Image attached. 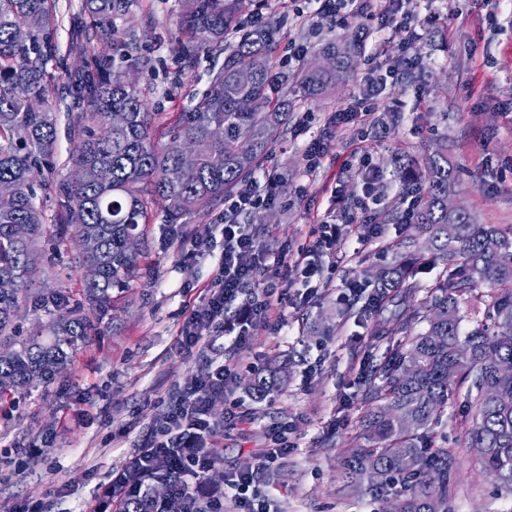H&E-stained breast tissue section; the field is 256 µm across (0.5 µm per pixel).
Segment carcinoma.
Here are the masks:
<instances>
[{
	"mask_svg": "<svg viewBox=\"0 0 512 512\" xmlns=\"http://www.w3.org/2000/svg\"><path fill=\"white\" fill-rule=\"evenodd\" d=\"M246 0H183L177 44L180 59L192 66L198 54L224 55L212 71L207 89L182 113L162 144L152 133V113L133 85L113 68L109 55L91 58L71 91L93 104L89 125L79 129L80 145L74 162L95 176L83 183H61L64 214L57 236L65 227L77 229L79 263L95 265L99 275L86 281L84 295L96 315H112V289L126 286L139 271V253L127 249V240L151 223L154 207L163 208L165 223L178 224L205 204L218 202L238 187L267 154L275 134L288 125L296 101H308L353 74L358 61V39L330 43L322 55L335 58V68L302 66L293 75L272 78L274 30L242 34L230 48L227 34L238 30ZM129 0H86L93 18L88 27L75 22L72 36L87 43H121L115 18ZM25 30L27 39L17 40ZM56 53L54 15L50 0H0V183L14 186L0 196V334L12 329L20 304L31 292L37 264L34 244L48 233L36 203L31 173L41 171L53 156L57 133L46 107V66ZM253 69L248 86L236 81L240 62ZM251 100L243 111L239 100ZM126 113V124L114 127L112 111ZM196 152L191 168L182 164L183 152ZM224 157L215 167L210 155ZM427 188L414 214L415 228L425 237L433 260L444 274L418 306L405 302L416 297L415 278L420 256L400 254L380 268L375 277L373 309L393 306L382 320L383 336L408 337L409 349L399 353L385 370V382L373 392L374 406L364 420L368 446L354 457L351 470L369 473V492L385 495L396 478L397 512H450L451 474L457 461L436 445L430 435L448 401L464 394L462 424L465 447L495 481L512 489V264L501 254H512V228L477 224L467 211L452 207L456 193L454 168L448 147L425 158ZM28 228L27 238L15 236V226ZM491 292L495 328L478 321L469 330L463 323L473 314L477 284ZM50 303L59 314L49 324L52 339L36 333L13 342L0 352V401L36 384H49L70 361V351L86 342L93 325L86 317L62 311L58 298ZM419 323L422 333L414 332ZM279 385L275 372H258L247 388L257 399ZM168 488L160 497L151 490L131 499L126 512H186L173 488V476L161 466L152 475Z\"/></svg>",
	"mask_w": 512,
	"mask_h": 512,
	"instance_id": "obj_1",
	"label": "carcinoma"
}]
</instances>
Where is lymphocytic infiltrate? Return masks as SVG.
Segmentation results:
<instances>
[{"label": "lymphocytic infiltrate", "instance_id": "obj_1", "mask_svg": "<svg viewBox=\"0 0 512 512\" xmlns=\"http://www.w3.org/2000/svg\"><path fill=\"white\" fill-rule=\"evenodd\" d=\"M263 176V181H252L229 199L224 214V249L218 260L219 273L206 292L205 306L194 310L180 333L179 344L183 348H195L202 337L220 332L233 336L237 349H246L247 326L257 317L283 328L286 291L314 277L319 271L317 256L326 253L336 242L339 227L326 222L320 224L309 247L294 258L271 261L261 254L253 234L237 217L257 211L274 199L279 177L269 170ZM240 296L245 299L242 308L234 321H226L227 302ZM213 434L206 401L198 396L195 386H188L164 413L159 435L148 438L126 470L113 480V512H125L128 501L144 491L149 476L161 463L181 475L179 493L198 500L196 483L214 467L219 455L210 442Z\"/></svg>", "mask_w": 512, "mask_h": 512}]
</instances>
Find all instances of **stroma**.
Returning <instances> with one entry per match:
<instances>
[{"label": "stroma", "mask_w": 512, "mask_h": 512, "mask_svg": "<svg viewBox=\"0 0 512 512\" xmlns=\"http://www.w3.org/2000/svg\"><path fill=\"white\" fill-rule=\"evenodd\" d=\"M54 5L58 52L47 65L46 106L56 120L57 145L51 186L37 192L51 232L61 210L55 186L73 176L79 143L74 127L80 111L90 108L85 102L73 109L71 83L92 54L89 44L70 34L72 19L84 14V0H54ZM180 5V0H132L116 25L136 46L111 52L115 70L135 83L155 112L153 132L162 142L180 112L205 90L215 65L204 52L193 67L182 64L176 44ZM400 7L412 18V29L381 31L362 17L312 22L308 0H255L241 14V30L250 29L257 12L264 25L276 28L279 73L296 68L292 48H301L310 62L318 59L323 43L362 39L353 77L317 99L297 102L290 128L272 144L264 167L280 176L275 201L239 217L268 258L296 253L320 222L354 210L365 181H374L382 213H391L405 192L399 162L421 159L442 142L457 170V202L476 223L512 227V0H503L492 15L471 0H402ZM378 45L395 78L375 98L373 114L358 133L333 135L322 166L309 172L307 142L322 134L333 113L357 109ZM302 120L307 131L299 135L293 125ZM364 146L371 153L366 163ZM223 223L219 201L180 225L181 241L171 240L172 229L162 217L143 225L141 274L113 289L114 318L97 324L50 384L17 396L12 409H0V512H89L109 505L114 473L128 466L181 389L203 378L205 355L229 350L228 336L203 337L202 350L192 352L177 343L218 274ZM196 234L209 237L210 252H192L188 238ZM416 234L413 225L393 220L379 246L355 243L341 233L333 252L319 259L321 276L312 291L291 289L282 331L263 318L252 320L250 348L238 355L236 378L227 391L205 394L220 455L201 491L222 498L224 512L234 510L230 479L262 452L267 431L277 427L286 430L288 451L255 476L254 491L265 512H382L384 499L366 493L360 482L346 481L343 472L364 443L362 421L374 385L367 371L397 346L373 334L372 316L364 309L373 291L369 272L392 262ZM36 250L33 296L21 303L16 318L23 337L49 321L34 301L37 295L61 298L68 311L89 312L83 304L86 270L74 239L65 238L56 249L43 240ZM347 283L357 284L359 294L341 297ZM282 363L288 366L286 383L267 398L252 397L245 388L252 373ZM232 411L238 418L229 425L224 418ZM461 411V399L450 400L434 428L459 463L452 512H512V492L472 461L464 430L455 424Z\"/></svg>", "instance_id": "1"}]
</instances>
